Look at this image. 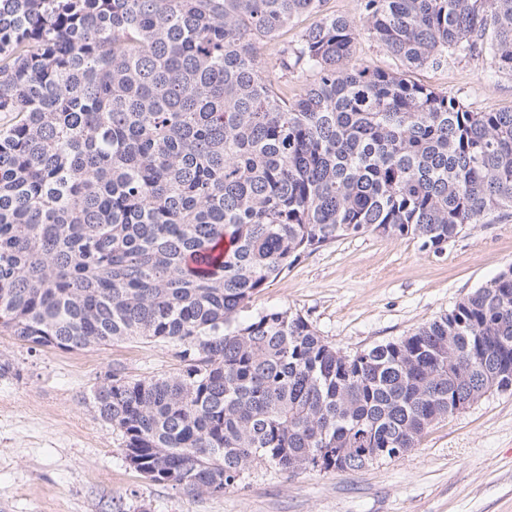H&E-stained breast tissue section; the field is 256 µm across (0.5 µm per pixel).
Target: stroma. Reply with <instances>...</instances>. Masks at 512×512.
I'll return each instance as SVG.
<instances>
[{
	"mask_svg": "<svg viewBox=\"0 0 512 512\" xmlns=\"http://www.w3.org/2000/svg\"><path fill=\"white\" fill-rule=\"evenodd\" d=\"M317 21L301 18L258 49L265 75L287 79L289 98L307 81L283 77L276 59ZM410 76L471 111L512 110V74L486 58L451 55ZM511 266L512 210L465 226L439 254L409 237L345 236L301 257L249 311L300 314L352 354L412 334ZM0 358L19 367L0 378V512H512V389L486 393L410 452L362 472L289 476L255 465L224 494L192 497L130 467L118 435L84 402L114 367L131 378L177 373L174 348L135 338L32 351L0 335Z\"/></svg>",
	"mask_w": 512,
	"mask_h": 512,
	"instance_id": "1",
	"label": "stroma"
}]
</instances>
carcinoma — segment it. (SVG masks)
<instances>
[{"label":"carcinoma","mask_w":512,"mask_h":512,"mask_svg":"<svg viewBox=\"0 0 512 512\" xmlns=\"http://www.w3.org/2000/svg\"><path fill=\"white\" fill-rule=\"evenodd\" d=\"M0 0V335L77 350L141 337L179 372L88 397L126 462L191 496L356 472L512 388V266L414 333L348 355L305 318H243L340 237L439 253L512 209V111L410 79L448 55L512 73V0ZM321 19L279 55L257 47ZM403 71L352 61L360 35ZM324 13H333L343 16L350 21L359 23V0H326L323 4ZM319 18L318 15L303 17L296 24L288 26V29L282 31L275 45L259 46L258 54L262 64L265 66L264 75L276 83H285L286 79L285 77L281 78L282 73L276 64L279 51L286 46H288L289 50L298 39L300 33L306 28L315 25Z\"/></svg>","instance_id":"carcinoma-1"}]
</instances>
